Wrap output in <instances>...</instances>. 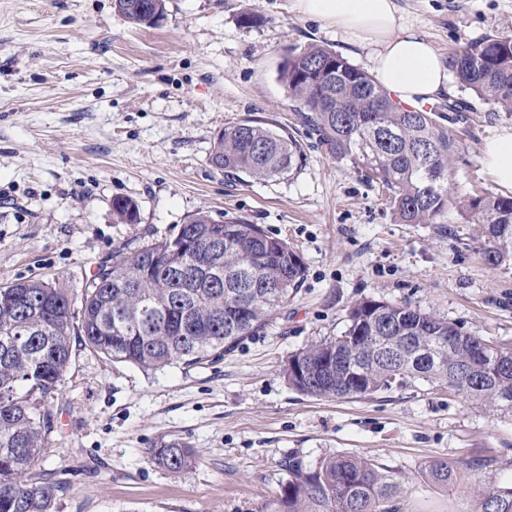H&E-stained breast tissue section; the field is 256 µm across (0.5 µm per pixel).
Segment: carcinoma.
<instances>
[{
  "instance_id": "cac0c4a2",
  "label": "carcinoma",
  "mask_w": 512,
  "mask_h": 512,
  "mask_svg": "<svg viewBox=\"0 0 512 512\" xmlns=\"http://www.w3.org/2000/svg\"><path fill=\"white\" fill-rule=\"evenodd\" d=\"M135 26H151L166 0H114ZM331 66L325 78L311 68ZM448 69L487 104L512 112V37L486 36L448 56ZM281 79L303 122L368 181L390 191L403 224H441L454 210L483 226L493 268L512 263V197L455 195L458 145L432 117L435 108L398 105L374 77L335 51L290 50ZM301 145L260 119L220 131L210 162L238 181H268L302 165ZM118 224L139 223L138 204L112 200ZM305 276L282 239L242 219L218 222L205 211L171 237L112 257L76 292L44 279L0 286V512H56L64 482L44 469L54 445L55 400L81 346L145 372L221 357L264 330L288 306ZM288 383L316 398H366L411 381H436L464 402L512 417V348L462 331L407 305L363 300L341 334L294 353ZM174 477L196 464L177 441L148 451ZM478 460L432 469L452 485ZM404 478L373 460L325 456L288 460V482L270 512H397ZM471 512H512V484L478 483Z\"/></svg>"
}]
</instances>
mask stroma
<instances>
[{"label":"stroma","mask_w":512,"mask_h":512,"mask_svg":"<svg viewBox=\"0 0 512 512\" xmlns=\"http://www.w3.org/2000/svg\"><path fill=\"white\" fill-rule=\"evenodd\" d=\"M396 3L445 57L488 35L512 37V0ZM252 13L260 23L242 26ZM311 44L371 68L368 50L293 0H166L151 27L130 24L113 0H0V285L41 277L82 287L116 251L176 234L200 210L260 225L306 267L287 308L223 359L147 373L74 347L46 463L70 482L59 512H265L292 457L377 460L405 478L400 512H470L468 482L428 478L437 461L483 458L481 482H512V418L446 387L320 399L288 383L289 357L339 335L365 299L512 343V265L485 262L479 225L453 213L444 224L400 223L387 191L302 123L280 71L290 49ZM449 85L473 106L452 126L456 191L498 193L482 152L512 128V112ZM249 118L293 134L301 169L228 181L210 162L213 142ZM118 196L138 203L139 223H113ZM164 440L194 448L197 467L173 477L150 464L148 449Z\"/></svg>","instance_id":"obj_1"}]
</instances>
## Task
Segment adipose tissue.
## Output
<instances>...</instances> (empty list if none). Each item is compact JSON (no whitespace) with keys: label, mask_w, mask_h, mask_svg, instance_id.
Returning a JSON list of instances; mask_svg holds the SVG:
<instances>
[{"label":"adipose tissue","mask_w":512,"mask_h":512,"mask_svg":"<svg viewBox=\"0 0 512 512\" xmlns=\"http://www.w3.org/2000/svg\"><path fill=\"white\" fill-rule=\"evenodd\" d=\"M303 16L334 26L343 42L369 49L378 83L398 104L420 107L448 92V67L419 32L407 25L395 0H295ZM483 167L512 191V129L484 145Z\"/></svg>","instance_id":"1"}]
</instances>
